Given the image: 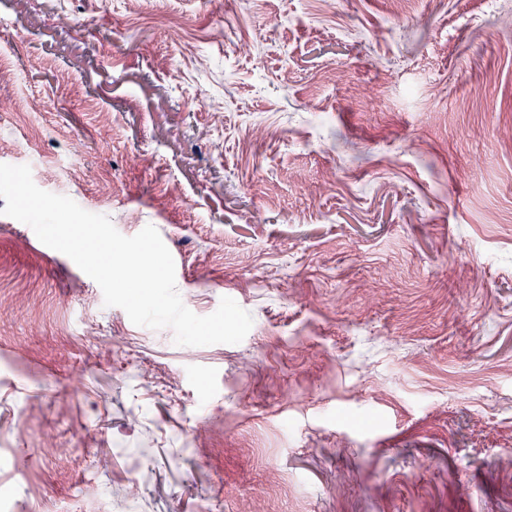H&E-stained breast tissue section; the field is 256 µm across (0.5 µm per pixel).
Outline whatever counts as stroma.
Returning <instances> with one entry per match:
<instances>
[{"instance_id": "obj_1", "label": "stroma", "mask_w": 512, "mask_h": 512, "mask_svg": "<svg viewBox=\"0 0 512 512\" xmlns=\"http://www.w3.org/2000/svg\"><path fill=\"white\" fill-rule=\"evenodd\" d=\"M503 2L0 0V163L253 317L134 325L0 198L13 512H512Z\"/></svg>"}]
</instances>
